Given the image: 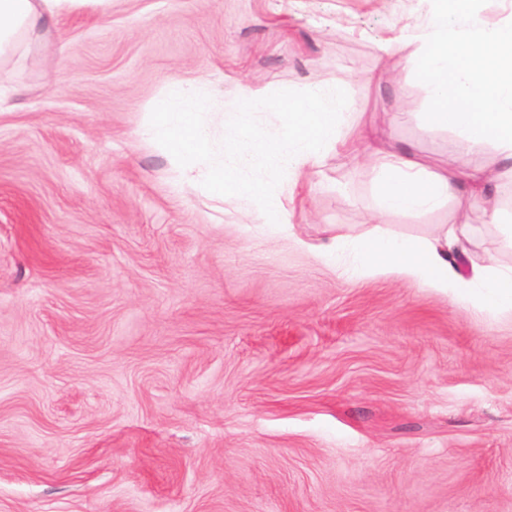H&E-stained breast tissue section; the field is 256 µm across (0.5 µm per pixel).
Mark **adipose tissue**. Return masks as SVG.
<instances>
[{"label": "adipose tissue", "mask_w": 512, "mask_h": 512, "mask_svg": "<svg viewBox=\"0 0 512 512\" xmlns=\"http://www.w3.org/2000/svg\"><path fill=\"white\" fill-rule=\"evenodd\" d=\"M91 6L110 10L112 0H0V58L27 54L33 36L47 22ZM448 3L440 0L427 30L420 33L416 66L430 93L426 120L461 130L465 151L450 148L447 168L429 171L407 153L378 149L376 195L380 212L421 214L440 208L466 192L480 203L490 223L512 240V225L486 186L494 170L477 162L485 145L494 144L512 159V23L491 26L458 0L457 26H448ZM472 228L453 224L431 239L339 234L328 246H310L326 262L347 261L355 275L397 274L447 295L450 302L494 313L512 309V267L494 257L463 271V240Z\"/></svg>", "instance_id": "obj_1"}]
</instances>
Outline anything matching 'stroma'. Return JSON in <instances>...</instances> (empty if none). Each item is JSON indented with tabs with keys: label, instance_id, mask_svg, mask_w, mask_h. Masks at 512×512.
Listing matches in <instances>:
<instances>
[{
	"label": "stroma",
	"instance_id": "1",
	"mask_svg": "<svg viewBox=\"0 0 512 512\" xmlns=\"http://www.w3.org/2000/svg\"><path fill=\"white\" fill-rule=\"evenodd\" d=\"M425 0H112L0 61V512H512V312L359 277L299 241L512 248L459 198L377 212L375 145L448 162L413 61ZM392 44L384 56L380 45ZM217 95L338 81L342 148L272 234L176 184L137 130L171 81ZM512 214V161L479 158Z\"/></svg>",
	"mask_w": 512,
	"mask_h": 512
}]
</instances>
